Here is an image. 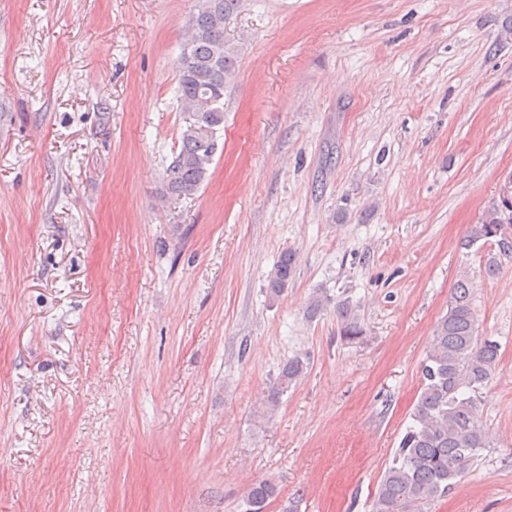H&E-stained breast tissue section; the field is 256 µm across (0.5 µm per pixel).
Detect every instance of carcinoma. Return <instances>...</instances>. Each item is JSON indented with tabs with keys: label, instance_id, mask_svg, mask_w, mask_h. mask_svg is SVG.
I'll list each match as a JSON object with an SVG mask.
<instances>
[{
	"label": "carcinoma",
	"instance_id": "carcinoma-1",
	"mask_svg": "<svg viewBox=\"0 0 512 512\" xmlns=\"http://www.w3.org/2000/svg\"><path fill=\"white\" fill-rule=\"evenodd\" d=\"M240 0H197L191 37L177 61V100L188 121L180 149L166 167V194L176 198L195 195L208 178L217 152L218 133L224 128V91L239 68V48L224 37V29ZM495 245L499 253H512V173L500 185L498 199L471 229L465 243ZM295 256L285 250L266 288L276 301L288 288ZM473 283L461 273L448 301V312L436 323L425 359L420 364L421 387L412 409L411 425L377 486L373 512H422L424 506L448 496L489 447L482 423L483 389L499 362L500 344L482 335L473 307ZM336 317L345 340L363 335L357 309L350 301H336ZM307 363L300 356L280 368L269 409L280 394L304 375ZM277 493L262 480L249 488V512H264Z\"/></svg>",
	"mask_w": 512,
	"mask_h": 512
}]
</instances>
